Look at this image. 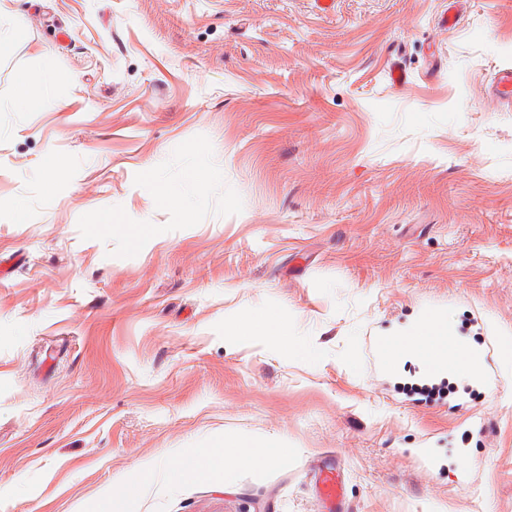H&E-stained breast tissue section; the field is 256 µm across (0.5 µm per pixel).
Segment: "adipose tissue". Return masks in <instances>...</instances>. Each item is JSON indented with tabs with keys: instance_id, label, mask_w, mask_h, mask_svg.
I'll use <instances>...</instances> for the list:
<instances>
[{
	"instance_id": "ef3b65f1",
	"label": "adipose tissue",
	"mask_w": 512,
	"mask_h": 512,
	"mask_svg": "<svg viewBox=\"0 0 512 512\" xmlns=\"http://www.w3.org/2000/svg\"><path fill=\"white\" fill-rule=\"evenodd\" d=\"M59 76L52 63H44L40 73H23L18 77L14 107L19 112L38 111L43 101L51 93ZM432 330L435 335L444 337L448 351L441 362H434L428 348L410 345V338L422 335L424 330ZM474 346L457 335L454 323L447 315H439L432 325L417 323L409 333L388 336L379 345V355L390 364L405 359H416L420 365L435 363L438 373L454 375L457 371L456 351H473ZM288 456L287 448L271 443L258 448L236 436H225L224 440L210 448L197 449L195 456L189 457L190 471L221 469L233 473L240 469L253 468L266 462L280 461Z\"/></svg>"
}]
</instances>
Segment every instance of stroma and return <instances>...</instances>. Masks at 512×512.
I'll return each instance as SVG.
<instances>
[{
  "label": "stroma",
  "instance_id": "1",
  "mask_svg": "<svg viewBox=\"0 0 512 512\" xmlns=\"http://www.w3.org/2000/svg\"><path fill=\"white\" fill-rule=\"evenodd\" d=\"M447 6L0 0V512H323L331 461L347 512H512V0ZM430 309L491 388L379 365ZM227 435L288 458L170 479ZM59 79L60 76L49 60L44 62L43 68L38 74H20L14 101L16 112L38 111ZM488 100L497 104L499 101L507 102L512 99V67L502 66L498 68L494 80L488 90ZM228 335L231 338H238L242 334H253L265 336L272 344L296 351L297 343L288 336V331L280 324L261 323L248 319L244 323L228 328Z\"/></svg>",
  "mask_w": 512,
  "mask_h": 512
}]
</instances>
